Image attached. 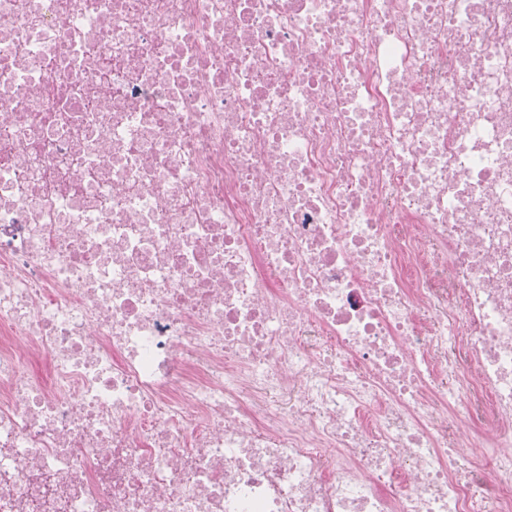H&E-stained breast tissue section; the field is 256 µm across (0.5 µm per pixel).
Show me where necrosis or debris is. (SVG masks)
Wrapping results in <instances>:
<instances>
[{"instance_id": "4bbe7bcc", "label": "necrosis or debris", "mask_w": 512, "mask_h": 512, "mask_svg": "<svg viewBox=\"0 0 512 512\" xmlns=\"http://www.w3.org/2000/svg\"><path fill=\"white\" fill-rule=\"evenodd\" d=\"M0 512H512V0H0Z\"/></svg>"}]
</instances>
